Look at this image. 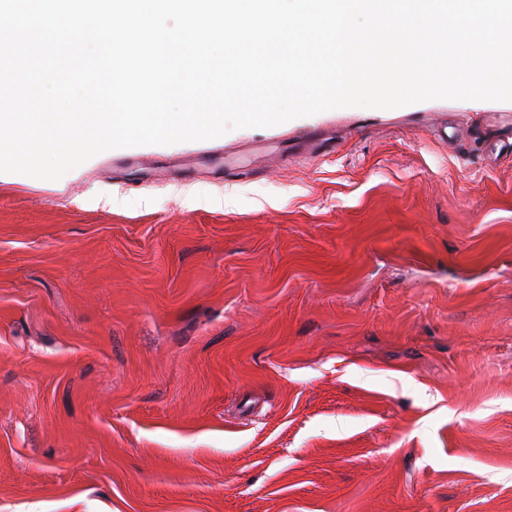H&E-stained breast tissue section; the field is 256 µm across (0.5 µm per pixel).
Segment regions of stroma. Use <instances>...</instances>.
I'll use <instances>...</instances> for the list:
<instances>
[{"instance_id": "stroma-1", "label": "stroma", "mask_w": 512, "mask_h": 512, "mask_svg": "<svg viewBox=\"0 0 512 512\" xmlns=\"http://www.w3.org/2000/svg\"><path fill=\"white\" fill-rule=\"evenodd\" d=\"M0 512H512V101L0 175Z\"/></svg>"}]
</instances>
